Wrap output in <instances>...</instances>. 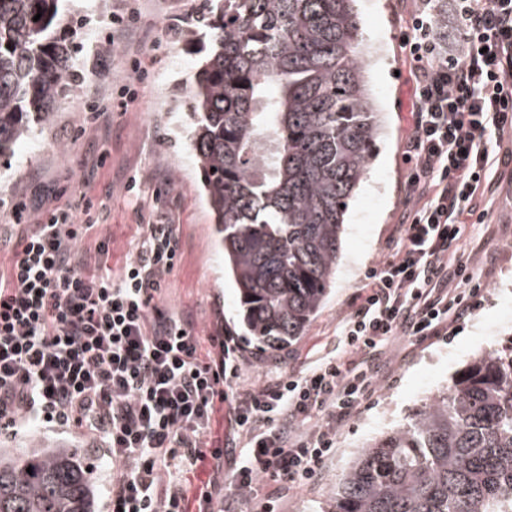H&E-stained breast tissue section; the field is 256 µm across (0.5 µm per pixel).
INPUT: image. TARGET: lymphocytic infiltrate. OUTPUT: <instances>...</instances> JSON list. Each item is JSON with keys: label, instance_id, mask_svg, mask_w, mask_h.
I'll list each match as a JSON object with an SVG mask.
<instances>
[{"label": "lymphocytic infiltrate", "instance_id": "1", "mask_svg": "<svg viewBox=\"0 0 512 512\" xmlns=\"http://www.w3.org/2000/svg\"><path fill=\"white\" fill-rule=\"evenodd\" d=\"M459 57L448 58L432 0H419L402 47L412 66L414 111L403 147L413 165L407 208L387 257L366 269L340 352L303 372L240 385L244 359L232 335L203 349L189 322L160 309L161 277L180 258L175 225L148 224L120 271L87 272L109 252L99 239L77 253L90 224L71 204L45 210L10 246L0 272V437L30 425L78 429L112 461L104 512H184L186 476L211 461L199 500L253 495L264 476L310 483L336 451V428L370 400L391 337L422 343L476 309L483 290L460 254L467 225L512 131V0H451ZM230 401L238 457L205 450L217 403ZM322 421L304 423L313 414Z\"/></svg>", "mask_w": 512, "mask_h": 512}]
</instances>
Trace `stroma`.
<instances>
[{
  "label": "stroma",
  "instance_id": "1",
  "mask_svg": "<svg viewBox=\"0 0 512 512\" xmlns=\"http://www.w3.org/2000/svg\"><path fill=\"white\" fill-rule=\"evenodd\" d=\"M201 0H133L140 28L127 42L101 51L99 31L123 0H68L69 24L78 45L77 88L59 101L55 123L13 154L0 158V235L10 236V207L26 204L24 223H34L56 194L80 203L88 192L94 206L87 218L93 236L110 241L107 267L119 270L134 254L138 227L158 210L180 231L178 264L162 278L154 302L189 321L202 340L240 332L239 297L224 278V251L214 231L196 162L185 136L176 132L183 116L166 111L186 104L183 91L211 48L208 34L186 41L182 31ZM416 0H357L364 47L383 52L370 59L373 95L384 116L371 170L353 196L346 215L341 257L329 294L306 332L272 354L244 343L242 381L259 383L299 372L320 352L334 349L344 319L351 313L365 270L387 253L404 210L408 166L402 140L411 127L412 72L400 45L405 21ZM140 59L148 74L133 78L130 64ZM131 84L127 108H113L107 123L94 122L91 106L111 99L114 86ZM512 135L500 143L483 199L486 223L467 228L461 252L484 288L481 305L450 323L446 336L421 344L390 339L379 361L376 391L368 404L336 429V453L310 484L291 487L264 479L261 494L275 512H320L345 470L364 446L402 424L450 385L474 357L512 335Z\"/></svg>",
  "mask_w": 512,
  "mask_h": 512
}]
</instances>
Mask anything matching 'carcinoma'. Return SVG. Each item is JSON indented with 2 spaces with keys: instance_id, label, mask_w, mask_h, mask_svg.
Wrapping results in <instances>:
<instances>
[{
  "instance_id": "cac0c4a2",
  "label": "carcinoma",
  "mask_w": 512,
  "mask_h": 512,
  "mask_svg": "<svg viewBox=\"0 0 512 512\" xmlns=\"http://www.w3.org/2000/svg\"><path fill=\"white\" fill-rule=\"evenodd\" d=\"M62 2L0 0L1 157L75 86ZM201 29L188 146L243 329L274 352L329 293L382 119L355 0H202L183 36ZM95 482L82 448L0 451V512H94ZM322 512H512V337L367 446Z\"/></svg>"
}]
</instances>
